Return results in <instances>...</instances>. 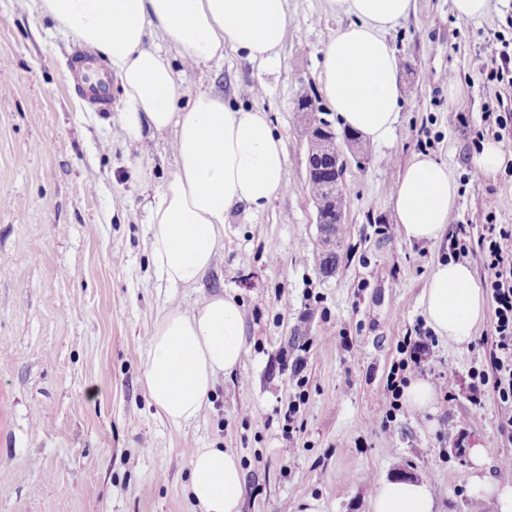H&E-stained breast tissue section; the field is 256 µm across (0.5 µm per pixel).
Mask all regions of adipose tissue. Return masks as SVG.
Masks as SVG:
<instances>
[{"label":"adipose tissue","mask_w":512,"mask_h":512,"mask_svg":"<svg viewBox=\"0 0 512 512\" xmlns=\"http://www.w3.org/2000/svg\"><path fill=\"white\" fill-rule=\"evenodd\" d=\"M350 15L322 49V93L342 125L373 140L388 137L397 119V58L385 34L406 18L412 0H328ZM106 60L123 90L119 120L126 138L144 130L172 131L174 170L147 204L150 264L166 287H191L210 271L224 236V216L238 205L264 210L285 189L288 157L282 136L261 107L235 108L222 94L197 91L183 98L177 74L150 45L204 65L225 49L253 62L272 60L287 26L285 0H31ZM458 186L447 167L419 154L395 186V214L409 242L440 241ZM421 305L431 329L460 345L484 317V296L471 267L437 263ZM245 325L233 297L204 299L192 312L168 308L156 324L142 384L172 424L196 418L219 374L239 366ZM191 497L203 512H240L245 475L229 449L196 448L189 459ZM429 484L382 481L373 512H434Z\"/></svg>","instance_id":"ef3b65f1"}]
</instances>
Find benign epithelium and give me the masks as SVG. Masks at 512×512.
<instances>
[{"label": "benign epithelium", "instance_id": "1", "mask_svg": "<svg viewBox=\"0 0 512 512\" xmlns=\"http://www.w3.org/2000/svg\"><path fill=\"white\" fill-rule=\"evenodd\" d=\"M307 138L313 140L309 144L306 174L307 178L322 181L329 189L339 190L344 194L343 172L340 168L345 165V159L336 140V130L333 125H324L316 120L313 112L306 116ZM336 203V195H331L328 201L316 206V223L323 228V239H330L335 235L336 224L340 220L336 215L342 210L332 207Z\"/></svg>", "mask_w": 512, "mask_h": 512}]
</instances>
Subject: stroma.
I'll list each match as a JSON object with an SVG mask.
<instances>
[{"label":"stroma","instance_id":"1","mask_svg":"<svg viewBox=\"0 0 512 512\" xmlns=\"http://www.w3.org/2000/svg\"><path fill=\"white\" fill-rule=\"evenodd\" d=\"M287 29L266 70L244 55L196 67L167 55L182 90L211 89L269 112L288 154L286 187L259 213L239 206L203 281L161 286L149 261L146 203L172 171V136L126 139L112 109L96 111L69 72L77 39L51 17L0 0V392L13 444L0 455V512H201L188 493L194 448L234 450L245 471L241 512H371L378 483L428 480L437 512H496L476 491L471 450L482 447L489 482L512 485V443L499 404L466 396L410 409L387 390L400 343L424 319L421 295L445 244L408 243L391 189L419 153L447 166L459 186L450 223L493 214L512 224V177L471 179L482 145L484 41L512 37V0H489L475 20L452 0H412L387 38L401 61L400 111L383 142L349 157L343 221L324 270L306 181L299 93L321 90V49L351 18L326 0H286ZM230 295L246 322L238 369L219 377L201 414L175 426L151 402L142 367L163 312ZM493 307L470 343L434 338L422 378L466 377L488 350ZM295 408L296 452L282 425Z\"/></svg>","mask_w":512,"mask_h":512}]
</instances>
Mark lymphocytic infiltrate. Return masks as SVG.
<instances>
[{
  "mask_svg": "<svg viewBox=\"0 0 512 512\" xmlns=\"http://www.w3.org/2000/svg\"><path fill=\"white\" fill-rule=\"evenodd\" d=\"M483 51L490 62L482 70L484 84L498 88L495 105L486 106L482 121L494 128L497 137L512 138V106L505 98H512V42L494 36L485 42ZM478 242H471L465 225H457L452 236L449 255L467 256L471 246H478L483 259V286L494 304V323L491 347L483 369L470 373L468 385H461L456 375L442 379L440 388L447 402L456 401L459 393H466L475 408H483L488 401L512 406V225L495 223L486 217Z\"/></svg>",
  "mask_w": 512,
  "mask_h": 512,
  "instance_id": "obj_1",
  "label": "lymphocytic infiltrate"
}]
</instances>
